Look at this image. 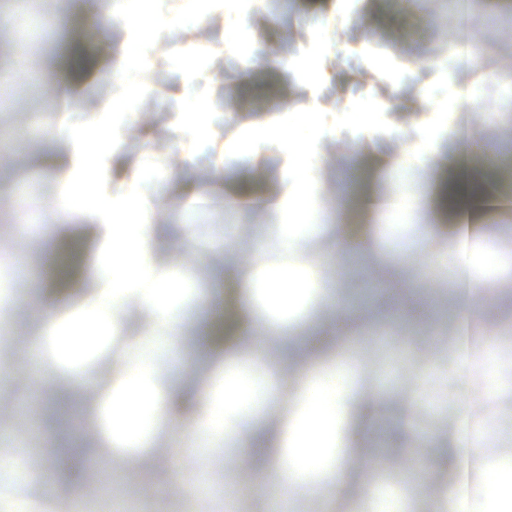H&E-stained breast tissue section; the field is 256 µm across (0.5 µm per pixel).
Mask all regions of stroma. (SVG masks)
<instances>
[{"mask_svg":"<svg viewBox=\"0 0 512 512\" xmlns=\"http://www.w3.org/2000/svg\"><path fill=\"white\" fill-rule=\"evenodd\" d=\"M134 5L46 0L29 50L42 64V79L0 81V138L15 142L12 152L0 153V191L28 196L32 228L27 254L0 253V271L28 273L25 282L0 283V298L12 311L0 326V452L27 467L20 474L0 464V512H15L21 502L29 512H376L383 492L396 496L397 512H448L442 493L452 472L441 461L461 409L472 414L470 435L483 451V468L497 471L512 462V317L487 310L473 341L484 358L469 361V374L459 376L457 263L450 260L430 269L429 319H386L366 308L321 350H310L302 337L326 325L331 310L350 304L359 287L348 272L351 262L378 270L381 283L406 286L414 263L447 252L449 217L417 212L396 224L386 210L324 206L318 223L307 224L286 209L227 211L212 200L247 177L256 191L273 196L333 193L346 179L357 193L390 197L400 168L410 176L407 193L424 196L435 179L417 150L428 143L441 160L455 159L462 83L477 98L469 114V170L475 179H490L494 194L512 197V164L500 161L512 147V0H157L164 20L146 44L143 68L119 63L131 39L125 16ZM198 11L207 16L204 24L194 21ZM460 29L479 34L481 70L466 67L465 44L453 37ZM230 39L237 52L226 50ZM264 55L278 58L279 68H256ZM413 60L418 70L409 69ZM315 68L322 74L317 81ZM105 102L111 111H101ZM130 102L132 118L124 110ZM194 102L206 106L203 137L177 131L181 112ZM307 111L314 114L305 133L316 167L312 182L301 179L279 140L262 134ZM352 112L374 113L373 125L350 121ZM102 120L112 127V147L101 195L131 188L168 197L159 217L167 233L150 246L157 282L174 285L168 302L187 328L184 341L161 353L156 372L138 381L157 395L146 412L147 448L135 438L115 447L100 443L120 393L116 358L134 351L150 322L138 290L129 288L120 318L101 321L91 347L58 349L60 331L90 319L89 301L101 286L98 246L78 232L84 276L59 289L55 323L34 317L30 308L55 284L42 244L65 233L49 223L42 205L70 190L46 163L69 149L50 130L61 121L88 126ZM228 141L241 142V150L225 152ZM387 156L399 157V167L384 164ZM188 183L205 206L184 208ZM185 223L194 226L186 240L178 234ZM476 229L468 259L481 269L486 296L512 294V214L485 212ZM342 234L356 247L337 249ZM285 238L294 240L293 248H279ZM240 269L252 275L244 293L234 282ZM281 271L306 282L286 307L267 294L271 274ZM218 286L220 307L201 319L203 299ZM223 319L238 325L224 346L226 364L203 345ZM42 374L53 394L72 397L82 410L78 430L91 464L75 480L48 472L45 448L55 418L37 388ZM228 374L243 386L231 403L224 400ZM336 374L343 381L328 408L330 439L323 454L301 468L316 486L333 465L344 464V474L330 501L286 498L282 466L295 453L296 437L279 440L276 455L251 457L242 438L257 426L277 431L285 418L301 423L316 403L319 381ZM190 385L207 391L219 410L212 423L223 433L174 440L166 396ZM381 422L408 431L378 469L369 460L380 452L373 433ZM421 444L439 463L430 484L414 476L410 463Z\"/></svg>","mask_w":512,"mask_h":512,"instance_id":"stroma-1","label":"stroma"}]
</instances>
